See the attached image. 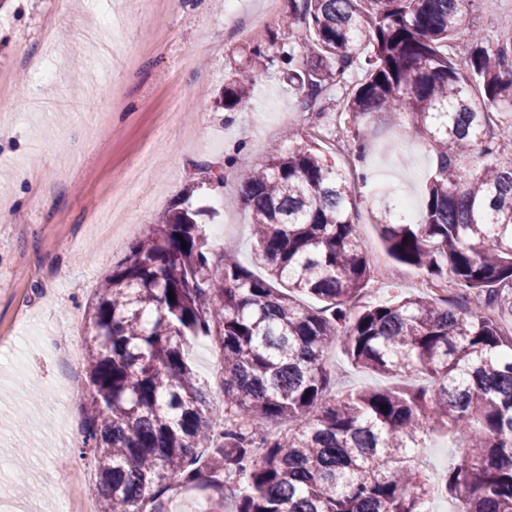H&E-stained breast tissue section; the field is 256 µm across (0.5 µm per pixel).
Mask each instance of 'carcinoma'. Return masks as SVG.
<instances>
[{
  "label": "carcinoma",
  "instance_id": "1",
  "mask_svg": "<svg viewBox=\"0 0 512 512\" xmlns=\"http://www.w3.org/2000/svg\"><path fill=\"white\" fill-rule=\"evenodd\" d=\"M474 2L288 0L291 40L249 52L282 65L307 111L363 72L347 102L355 161L384 115L427 141L437 165L418 221L394 224L387 207L376 223L392 261L468 305L400 293L355 309L374 269L354 181L316 142L271 152L237 175L266 274L226 255L213 275L200 210L179 204L98 288L78 448L96 463L98 512H167L177 487L218 491L214 512L227 499L234 512H431L437 496L512 512V28L454 45ZM248 94L224 84V108ZM199 336L223 354L220 433L188 360ZM338 344L357 368L427 383L339 393ZM441 431L466 445L434 477L423 450Z\"/></svg>",
  "mask_w": 512,
  "mask_h": 512
}]
</instances>
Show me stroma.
<instances>
[{"mask_svg": "<svg viewBox=\"0 0 512 512\" xmlns=\"http://www.w3.org/2000/svg\"><path fill=\"white\" fill-rule=\"evenodd\" d=\"M108 0H0V502L7 512H63L88 485L64 484L62 467L78 458L81 440L69 427L83 420L81 399L55 389L63 367L43 337L67 344L72 323L136 240L175 205L200 209L212 261L235 255L256 273L248 216L236 173L271 149L288 150L308 135L312 114L278 67L246 63L252 46L277 37L288 0L265 11L263 0H237L225 19L220 0H126L121 24L107 32L124 61L101 64L81 36L106 12ZM512 16V0H480L463 9L457 37L493 42ZM53 51V81L26 66ZM248 79L250 96L235 110L214 100L227 79ZM152 148V195L139 198L110 238L96 219L112 209V184ZM220 167L223 184H205L201 165ZM436 159L420 138L384 131L371 146L365 179L355 185L352 220L371 262L385 270L364 299L389 286L410 295L419 273L386 254L374 215L383 193L401 187L423 200ZM222 354L214 340L190 345L189 361L210 392L212 414L224 411L216 393ZM33 480L18 493L20 474Z\"/></svg>", "mask_w": 512, "mask_h": 512, "instance_id": "obj_1", "label": "stroma"}]
</instances>
